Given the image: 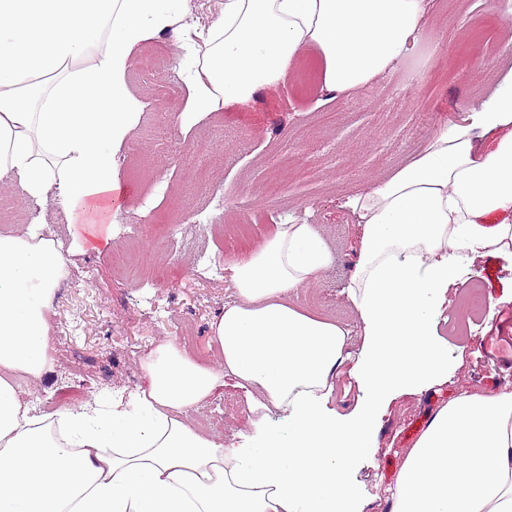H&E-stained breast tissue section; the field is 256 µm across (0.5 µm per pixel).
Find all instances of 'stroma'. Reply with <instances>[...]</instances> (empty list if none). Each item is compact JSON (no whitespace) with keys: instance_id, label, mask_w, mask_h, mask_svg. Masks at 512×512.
Wrapping results in <instances>:
<instances>
[{"instance_id":"1","label":"stroma","mask_w":512,"mask_h":512,"mask_svg":"<svg viewBox=\"0 0 512 512\" xmlns=\"http://www.w3.org/2000/svg\"><path fill=\"white\" fill-rule=\"evenodd\" d=\"M507 20L498 0H447L443 9L427 8L415 34L418 55L367 86L342 95L318 86L304 93L297 73L277 93H258L249 106L210 113L189 128L173 119L187 99L172 62L176 38L168 34L153 43L154 69L144 71L138 61L129 75L145 109L116 154L130 198L113 216L135 229L124 266L113 263L118 242L111 224L87 237L70 223L60 197L49 196L38 207L20 187L0 180V200L18 206L0 223V232L28 224L38 214L71 253L73 278L59 288L50 312L62 360L40 383L23 384L32 412L58 409L63 391L77 400L133 392L141 382L139 346L172 338L181 326L188 333V350L218 361L210 323L231 301L233 287L230 277L210 280L196 274L198 260L220 251L225 264H232L244 247L261 242L285 220L316 225L334 257L320 283L299 293V303L360 335L361 324L341 294L355 268L358 241V217L345 202L368 182L412 161L419 153L413 134L426 140L439 128L466 123L512 76ZM160 127L178 153L167 152L155 139ZM270 179L288 186L279 201L264 191ZM218 190L225 205L237 207L254 224L252 231L225 243L189 221ZM173 222L185 230L168 253H159L153 247L159 227ZM474 291L489 310L479 325L460 309L461 300ZM437 333L447 343L448 378L423 393L395 399L380 414L379 451L361 459L355 472L362 503L388 502L387 489L419 436L423 416L462 390L512 386V260L464 262L438 312ZM245 408V390L229 382L188 420L217 442H237L249 431Z\"/></svg>"}]
</instances>
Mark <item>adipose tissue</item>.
Returning a JSON list of instances; mask_svg holds the SVG:
<instances>
[{"label":"adipose tissue","mask_w":512,"mask_h":512,"mask_svg":"<svg viewBox=\"0 0 512 512\" xmlns=\"http://www.w3.org/2000/svg\"><path fill=\"white\" fill-rule=\"evenodd\" d=\"M189 14L188 0H0V177L94 223L112 210L114 156L145 107L128 81L145 44L180 35L184 127L276 88L311 50L324 90L366 86L403 57L423 0H224L205 30ZM348 205L360 218L347 285L358 354L345 323L294 302L333 262L323 235L280 224L231 264L235 299L210 324L220 363L164 340L131 399L49 415L31 413L18 382L52 364L49 311L68 261L33 227L0 234V512H361L352 471L375 451L379 410L448 377L435 315L456 255L512 259V78ZM344 371L363 395L349 415L330 406ZM228 377L248 393L246 445L187 419ZM273 406L288 408L287 429L270 424ZM390 497L393 512H512V390H463L438 409Z\"/></svg>","instance_id":"ef3b65f1"}]
</instances>
